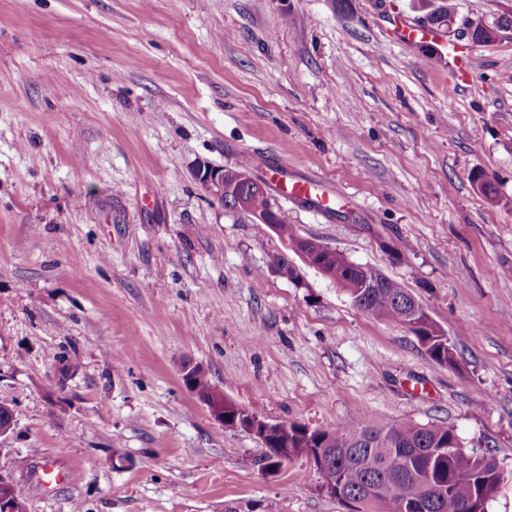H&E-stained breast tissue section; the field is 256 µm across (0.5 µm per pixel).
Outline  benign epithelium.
<instances>
[{
    "instance_id": "7a95c632",
    "label": "benign epithelium",
    "mask_w": 512,
    "mask_h": 512,
    "mask_svg": "<svg viewBox=\"0 0 512 512\" xmlns=\"http://www.w3.org/2000/svg\"><path fill=\"white\" fill-rule=\"evenodd\" d=\"M194 176L201 188L218 202L236 199L235 208L251 215L262 224L277 230L275 211L268 201L266 185L244 168H214L206 164L196 166ZM252 425L247 432L255 436L262 447L267 438L280 432V424L268 423L251 414ZM0 512H25L22 500L10 481L0 477Z\"/></svg>"
}]
</instances>
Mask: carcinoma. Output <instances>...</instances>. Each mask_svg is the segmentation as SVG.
Masks as SVG:
<instances>
[{"instance_id":"1","label":"carcinoma","mask_w":512,"mask_h":512,"mask_svg":"<svg viewBox=\"0 0 512 512\" xmlns=\"http://www.w3.org/2000/svg\"><path fill=\"white\" fill-rule=\"evenodd\" d=\"M474 41L490 37V27L512 29V16L489 24L480 17L463 18ZM324 244L314 238L305 242L306 256L324 264L328 278L346 290L361 311L385 319L398 312L397 300L412 293L402 283L379 270L349 261L338 253L328 259ZM420 328H410L432 360L441 366L454 364L448 338L436 323L422 314ZM288 449V458L307 455L321 448L329 457L319 470L323 486L336 489V498L353 503V512H415V506L434 498L429 512H468L467 504L486 502L501 482V474L483 465L475 452L462 449L452 426L400 423L381 427L373 418L360 419L331 429H315L296 423L281 424V434L272 437L267 462Z\"/></svg>"}]
</instances>
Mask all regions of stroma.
<instances>
[{
	"instance_id": "35a3bbf8",
	"label": "stroma",
	"mask_w": 512,
	"mask_h": 512,
	"mask_svg": "<svg viewBox=\"0 0 512 512\" xmlns=\"http://www.w3.org/2000/svg\"><path fill=\"white\" fill-rule=\"evenodd\" d=\"M422 15L0 0V476L27 512H346L307 457L262 469L185 361L270 423L453 426L501 472L486 512H512V31L470 43L473 88L452 96L447 60L396 40ZM248 155L333 187L329 214L270 202L402 282L454 366L317 269L270 270L283 239L194 177Z\"/></svg>"
}]
</instances>
